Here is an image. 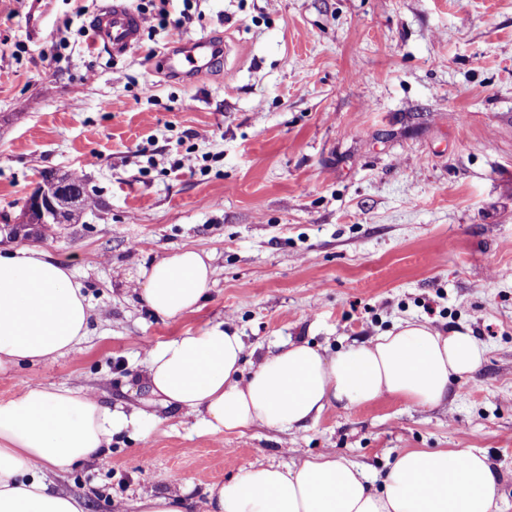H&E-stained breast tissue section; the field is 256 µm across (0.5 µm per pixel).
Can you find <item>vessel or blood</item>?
I'll return each mask as SVG.
<instances>
[{
  "instance_id": "1",
  "label": "vessel or blood",
  "mask_w": 512,
  "mask_h": 512,
  "mask_svg": "<svg viewBox=\"0 0 512 512\" xmlns=\"http://www.w3.org/2000/svg\"><path fill=\"white\" fill-rule=\"evenodd\" d=\"M144 29L141 15L127 0H109L93 19L97 41L115 57L132 54L142 41ZM221 56V45L207 36L169 50L161 66L169 77L192 79L211 70Z\"/></svg>"
}]
</instances>
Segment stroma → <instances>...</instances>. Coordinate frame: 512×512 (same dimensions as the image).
<instances>
[{
    "instance_id": "35a3bbf8",
    "label": "stroma",
    "mask_w": 512,
    "mask_h": 512,
    "mask_svg": "<svg viewBox=\"0 0 512 512\" xmlns=\"http://www.w3.org/2000/svg\"><path fill=\"white\" fill-rule=\"evenodd\" d=\"M102 0H0V228L43 172L81 177L95 207L25 237L71 267L90 333L56 360L0 375L80 387L145 424L68 470L87 512L190 486L192 500L253 463L330 454L381 488L409 449H472L512 512V0H196L189 27L112 57ZM221 37L199 77L168 78L174 44ZM184 249L213 274L197 310L153 313L128 277ZM470 331L473 374L437 406L385 397L301 431L214 435L143 383L146 353L224 324L256 353L305 341L331 356L403 322Z\"/></svg>"
}]
</instances>
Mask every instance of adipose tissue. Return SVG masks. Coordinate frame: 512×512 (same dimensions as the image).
Returning <instances> with one entry per match:
<instances>
[{
  "instance_id": "obj_1",
  "label": "adipose tissue",
  "mask_w": 512,
  "mask_h": 512,
  "mask_svg": "<svg viewBox=\"0 0 512 512\" xmlns=\"http://www.w3.org/2000/svg\"><path fill=\"white\" fill-rule=\"evenodd\" d=\"M211 275L206 257L187 249L138 272L134 290L153 313L176 319L198 308ZM90 318L71 268L38 247L0 249V373L69 354L88 336ZM484 353L470 333L407 322L330 357L288 342L260 354L246 375L241 336L216 324L150 348L144 383L213 433L301 431L330 408L386 396L441 404L452 378L474 372ZM141 420L88 391L23 385L0 401V512H86L84 499L46 482L44 471L95 459L114 433ZM497 498L498 475L484 454L410 449L378 490L358 464L320 454L294 466H250L196 506L181 492L146 494L132 512H494Z\"/></svg>"
}]
</instances>
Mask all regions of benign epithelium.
Listing matches in <instances>:
<instances>
[{"label": "benign epithelium", "instance_id": "1", "mask_svg": "<svg viewBox=\"0 0 512 512\" xmlns=\"http://www.w3.org/2000/svg\"><path fill=\"white\" fill-rule=\"evenodd\" d=\"M66 184V179L58 177L38 184L27 197L21 217L11 231L18 235L27 227L35 224H63V215L74 210L77 201L78 191L66 195L62 194L60 188Z\"/></svg>", "mask_w": 512, "mask_h": 512}]
</instances>
